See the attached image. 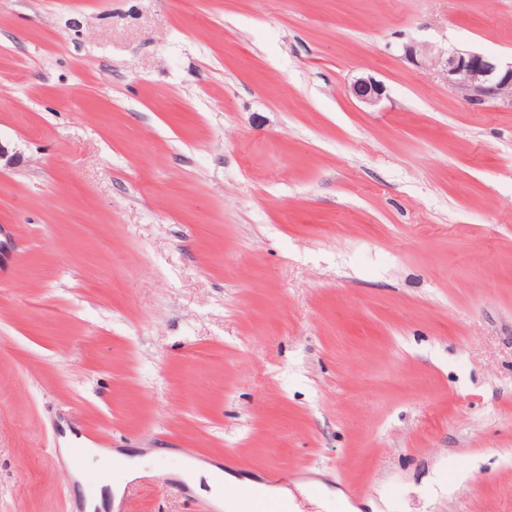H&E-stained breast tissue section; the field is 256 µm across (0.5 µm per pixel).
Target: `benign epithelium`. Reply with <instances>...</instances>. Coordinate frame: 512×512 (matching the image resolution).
Returning <instances> with one entry per match:
<instances>
[{
	"label": "benign epithelium",
	"instance_id": "benign-epithelium-1",
	"mask_svg": "<svg viewBox=\"0 0 512 512\" xmlns=\"http://www.w3.org/2000/svg\"><path fill=\"white\" fill-rule=\"evenodd\" d=\"M445 72L448 87L462 92L471 104L503 102L512 106V61L504 63L492 55L450 49ZM351 91L359 101L375 105L384 94V85L371 77L360 78Z\"/></svg>",
	"mask_w": 512,
	"mask_h": 512
}]
</instances>
